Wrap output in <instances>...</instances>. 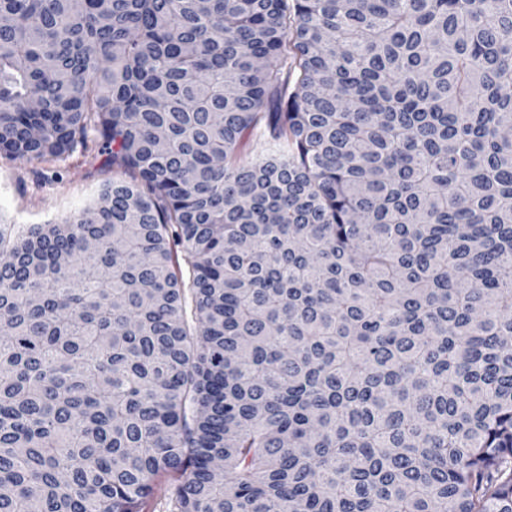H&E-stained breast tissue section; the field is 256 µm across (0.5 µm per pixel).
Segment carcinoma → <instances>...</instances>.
I'll list each match as a JSON object with an SVG mask.
<instances>
[{
  "mask_svg": "<svg viewBox=\"0 0 512 512\" xmlns=\"http://www.w3.org/2000/svg\"><path fill=\"white\" fill-rule=\"evenodd\" d=\"M512 0H0V512H512ZM262 132L283 152L240 147ZM112 176L91 144L65 162L0 156L3 225L14 236L33 227L62 224L82 211ZM177 482L176 478L162 474L155 479L154 497L144 506L143 512H170L169 490Z\"/></svg>",
  "mask_w": 512,
  "mask_h": 512,
  "instance_id": "obj_1",
  "label": "carcinoma"
}]
</instances>
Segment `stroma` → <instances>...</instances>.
Masks as SVG:
<instances>
[{
  "mask_svg": "<svg viewBox=\"0 0 512 512\" xmlns=\"http://www.w3.org/2000/svg\"><path fill=\"white\" fill-rule=\"evenodd\" d=\"M112 176L92 147L64 162L0 156V223L12 235L63 223L82 211Z\"/></svg>",
  "mask_w": 512,
  "mask_h": 512,
  "instance_id": "stroma-1",
  "label": "stroma"
}]
</instances>
